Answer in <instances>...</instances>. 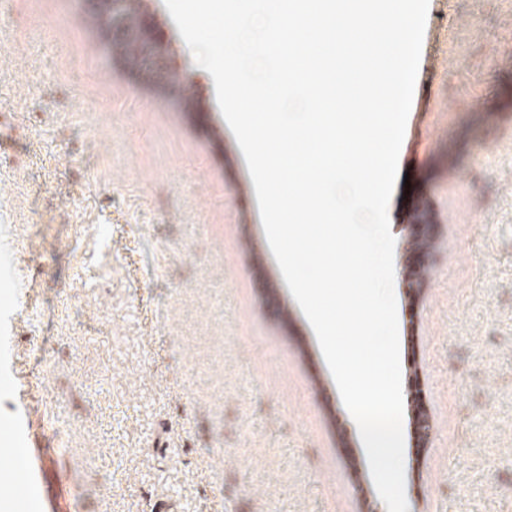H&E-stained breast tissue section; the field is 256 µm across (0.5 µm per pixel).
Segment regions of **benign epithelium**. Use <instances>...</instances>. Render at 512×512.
Returning a JSON list of instances; mask_svg holds the SVG:
<instances>
[{
  "mask_svg": "<svg viewBox=\"0 0 512 512\" xmlns=\"http://www.w3.org/2000/svg\"><path fill=\"white\" fill-rule=\"evenodd\" d=\"M91 2L108 36L146 46L144 52L136 55V60L143 68L144 78L153 80L159 73L175 67L172 55L166 49L157 46L158 27L155 14L151 9L141 10L136 23L131 25L125 12V0H91ZM436 229L437 225L433 224L429 214L424 210L419 212L417 223L405 225L409 251L400 274L407 295L415 299L421 297L423 283L411 274V270L427 264L433 257V252L420 251L417 245L436 240ZM409 400L416 439L422 447L426 448L431 439V422L427 416L418 412V395H410Z\"/></svg>",
  "mask_w": 512,
  "mask_h": 512,
  "instance_id": "benign-epithelium-1",
  "label": "benign epithelium"
}]
</instances>
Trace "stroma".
<instances>
[{"instance_id":"1","label":"stroma","mask_w":512,"mask_h":512,"mask_svg":"<svg viewBox=\"0 0 512 512\" xmlns=\"http://www.w3.org/2000/svg\"><path fill=\"white\" fill-rule=\"evenodd\" d=\"M443 10L388 207L395 267L421 206L440 226L423 297L395 284L402 387L432 424L405 491L414 512H512V0ZM87 15L0 0V484L18 420L47 411L66 512H363L357 425L211 75L190 66L184 109ZM23 293L37 317L14 311Z\"/></svg>"}]
</instances>
